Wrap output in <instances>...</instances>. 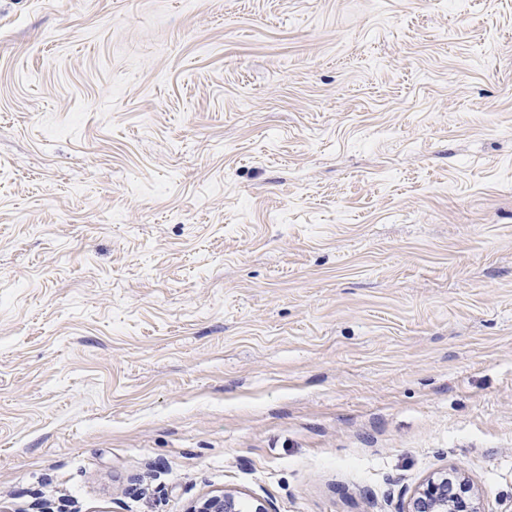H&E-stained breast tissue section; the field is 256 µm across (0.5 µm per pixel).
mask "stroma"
Returning <instances> with one entry per match:
<instances>
[{
  "label": "stroma",
  "instance_id": "1",
  "mask_svg": "<svg viewBox=\"0 0 512 512\" xmlns=\"http://www.w3.org/2000/svg\"><path fill=\"white\" fill-rule=\"evenodd\" d=\"M512 512V0H0V512ZM403 512H481L478 498L469 481L457 468L430 479L413 495ZM192 512H241L239 496L233 492L224 491L213 494L197 502Z\"/></svg>",
  "mask_w": 512,
  "mask_h": 512
}]
</instances>
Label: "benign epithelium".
Returning a JSON list of instances; mask_svg holds the SVG:
<instances>
[{
  "label": "benign epithelium",
  "instance_id": "1",
  "mask_svg": "<svg viewBox=\"0 0 512 512\" xmlns=\"http://www.w3.org/2000/svg\"><path fill=\"white\" fill-rule=\"evenodd\" d=\"M191 512H241L239 496L224 491L197 502ZM406 512H481L469 481L456 468L430 479L413 495Z\"/></svg>",
  "mask_w": 512,
  "mask_h": 512
}]
</instances>
